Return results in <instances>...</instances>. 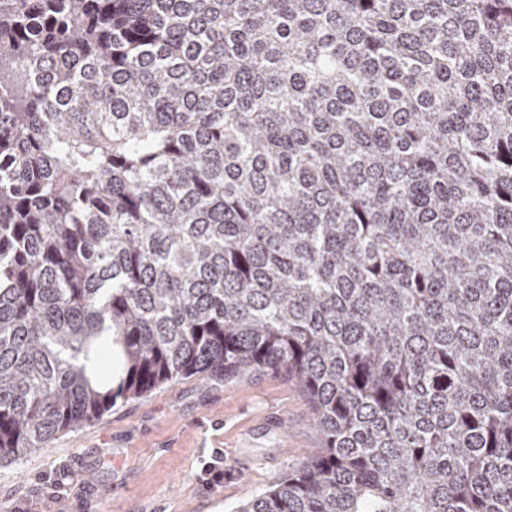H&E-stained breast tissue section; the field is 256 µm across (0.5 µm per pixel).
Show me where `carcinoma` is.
Wrapping results in <instances>:
<instances>
[{
    "mask_svg": "<svg viewBox=\"0 0 512 512\" xmlns=\"http://www.w3.org/2000/svg\"><path fill=\"white\" fill-rule=\"evenodd\" d=\"M257 369L234 512H512V0H0V463Z\"/></svg>",
    "mask_w": 512,
    "mask_h": 512,
    "instance_id": "carcinoma-1",
    "label": "carcinoma"
}]
</instances>
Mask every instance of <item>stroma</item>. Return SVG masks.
Wrapping results in <instances>:
<instances>
[{
    "instance_id": "obj_1",
    "label": "stroma",
    "mask_w": 512,
    "mask_h": 512,
    "mask_svg": "<svg viewBox=\"0 0 512 512\" xmlns=\"http://www.w3.org/2000/svg\"><path fill=\"white\" fill-rule=\"evenodd\" d=\"M318 445L294 384L268 371L193 377L0 466V512H232ZM210 461L220 480L206 479Z\"/></svg>"
}]
</instances>
